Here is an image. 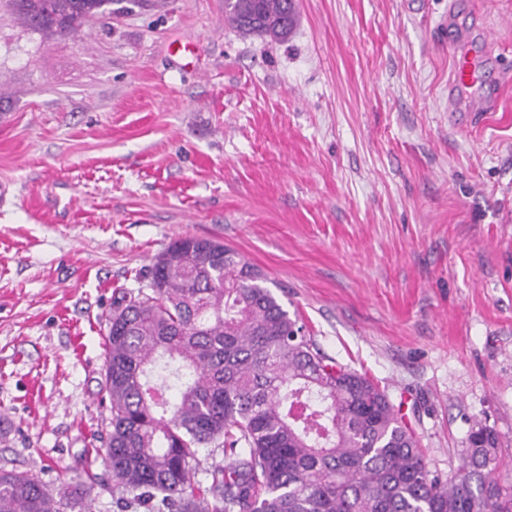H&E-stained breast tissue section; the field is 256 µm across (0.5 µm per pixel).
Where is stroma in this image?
I'll return each mask as SVG.
<instances>
[{
  "label": "stroma",
  "instance_id": "1",
  "mask_svg": "<svg viewBox=\"0 0 512 512\" xmlns=\"http://www.w3.org/2000/svg\"><path fill=\"white\" fill-rule=\"evenodd\" d=\"M121 5L45 39L0 0V469L54 488L84 461L120 512L106 318L194 235L384 388L430 469L481 424L512 482V0H298L282 43L224 0ZM458 44L492 111H449Z\"/></svg>",
  "mask_w": 512,
  "mask_h": 512
}]
</instances>
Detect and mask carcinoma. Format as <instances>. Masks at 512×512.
Returning <instances> with one entry per match:
<instances>
[{"mask_svg": "<svg viewBox=\"0 0 512 512\" xmlns=\"http://www.w3.org/2000/svg\"><path fill=\"white\" fill-rule=\"evenodd\" d=\"M114 0H11L41 36L81 31ZM293 0H224L244 37L284 42ZM122 293L106 324L102 391L111 413L103 460L112 492L144 512H512L497 432L473 428L459 473L431 471L385 390L316 348L244 254L184 236ZM175 401L165 397L170 384ZM203 448L232 458L194 481ZM51 490L0 470V512H86L93 476Z\"/></svg>", "mask_w": 512, "mask_h": 512, "instance_id": "1", "label": "carcinoma"}]
</instances>
